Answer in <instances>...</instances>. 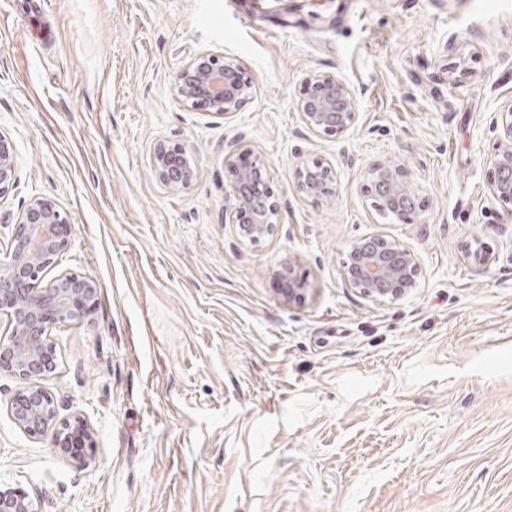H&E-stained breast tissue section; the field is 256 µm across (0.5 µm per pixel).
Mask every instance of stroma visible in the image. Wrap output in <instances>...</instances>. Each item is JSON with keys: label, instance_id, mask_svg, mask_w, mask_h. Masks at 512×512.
Instances as JSON below:
<instances>
[{"label": "stroma", "instance_id": "obj_1", "mask_svg": "<svg viewBox=\"0 0 512 512\" xmlns=\"http://www.w3.org/2000/svg\"><path fill=\"white\" fill-rule=\"evenodd\" d=\"M199 54L251 76L237 112L178 101ZM318 72L355 93L346 134L300 122ZM510 98L512 0H0L17 159L0 225L57 200L72 229L49 273L98 287L91 314L53 327L41 381L95 446L21 431L24 383L0 371V487L38 512H512V220L486 163ZM159 139L194 155L188 189L156 181ZM239 142L280 206L256 243L230 218ZM386 157L420 201L403 224L360 192ZM313 158L334 179L309 196L296 170ZM371 234L418 253L412 295L345 286Z\"/></svg>", "mask_w": 512, "mask_h": 512}]
</instances>
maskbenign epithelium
<instances>
[{
  "mask_svg": "<svg viewBox=\"0 0 512 512\" xmlns=\"http://www.w3.org/2000/svg\"><path fill=\"white\" fill-rule=\"evenodd\" d=\"M306 96L297 102L302 126L313 134L340 135L353 128L359 112L352 89L336 75L316 73L308 78ZM176 95L187 108L203 107L217 115L239 109L252 93V84L232 60L198 55L186 62L175 77ZM495 123L500 137L487 159L489 194L508 218H512V99L503 102ZM248 147L238 143L224 154V165L233 173L231 211L239 235L258 242L280 223V208L268 187L261 164L238 165ZM152 169L157 181L178 192L195 178L191 152L184 146L157 140ZM16 157L0 138V196L14 184ZM332 168L320 159L303 163L297 170V188L307 195L328 191ZM361 193L375 207L403 223L416 210L417 201L405 180L404 167L387 157L369 164ZM71 235L69 215L53 200L35 197L19 220L11 225L7 245L0 251V315L9 322V337L0 338V371L26 381V387L10 401L13 423L35 439H52L55 447L70 446L76 435L93 443L91 429L80 418H58L53 396L41 380L51 368L53 326L78 320L95 307L98 289L87 277L63 273L47 278L56 256ZM422 273L418 254L407 244L370 235L353 244L342 263L346 287L373 300H397L419 287ZM0 512H37L29 495L16 489H0Z\"/></svg>",
  "mask_w": 512,
  "mask_h": 512,
  "instance_id": "obj_1",
  "label": "benign epithelium"
}]
</instances>
